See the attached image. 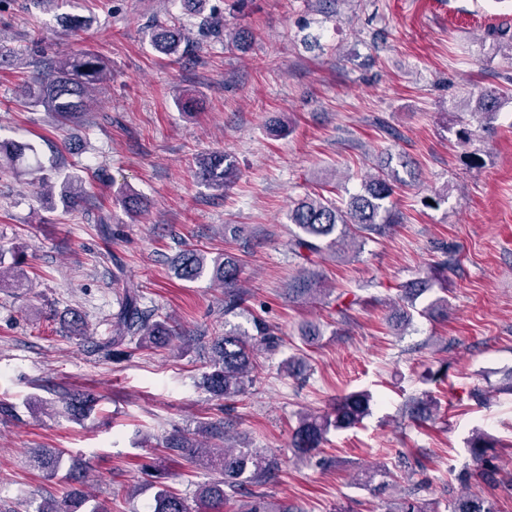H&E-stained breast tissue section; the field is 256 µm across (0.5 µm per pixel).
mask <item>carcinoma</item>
Listing matches in <instances>:
<instances>
[{
  "instance_id": "cac0c4a2",
  "label": "carcinoma",
  "mask_w": 512,
  "mask_h": 512,
  "mask_svg": "<svg viewBox=\"0 0 512 512\" xmlns=\"http://www.w3.org/2000/svg\"><path fill=\"white\" fill-rule=\"evenodd\" d=\"M184 36L176 28L160 26L152 33L154 48L162 54L179 52ZM109 74L106 61L92 51H82L58 60L53 70L36 77L23 89L29 103L56 114L65 123L90 110L92 93ZM501 94L495 90L480 94L481 115L495 114ZM35 148L28 142L0 141V161L18 163ZM199 179L217 188L235 177L232 164L225 157L216 155L199 162ZM45 196H53L59 188V200L64 207L75 206L80 201L83 180L70 172H58L43 180ZM394 192V176L379 171L368 178L364 192L350 197L337 205L323 197H306L289 211L290 223L298 232L290 240L292 253L308 267L288 281L285 295L288 301L304 304L324 294L323 275L316 269L314 258L327 251H335L341 242L354 243L372 235L382 236L389 232L400 217L384 206V201ZM176 276L187 282L201 278L211 271L212 279L224 287V316H234L248 309V296L239 285L238 260L229 255L207 256L195 249L182 250L174 260ZM427 278H417L401 286L399 299L406 303L395 308L390 320L394 327L402 329L412 310L420 316H448V298L439 297L428 306L416 309V300L429 288ZM252 332L233 326L224 334L213 338L210 344V372L203 377L206 390L217 398L232 399L246 393L253 384L252 373L256 367V355L261 351L274 352L281 343L275 329L262 317L251 320ZM63 328L72 336L83 337L86 327L82 314L71 309L63 317ZM113 336L101 344V349L111 352L128 342L137 341L142 346L165 345L175 337V329L167 319L144 306L141 297L129 290L119 296V310L112 315ZM373 397L366 391L355 392L336 399L331 410L323 413L305 412L299 415L298 425L291 435V447L301 456L321 450L330 427L343 428L359 424L369 414ZM98 398L89 390H70L62 396L67 413L81 420L93 410ZM438 402L428 396L415 401L409 409V417L415 422L434 418ZM226 433L212 422L201 421L193 430H186L166 438L163 447L169 455L183 462L203 466L216 474L209 483L197 491L201 506L230 501L243 492L247 484L254 487L242 512H301L283 500H272L262 490L278 470L277 463L257 448L246 446L234 449L224 444ZM494 450L492 441L483 434L474 435L469 442L473 459L483 461ZM65 453L60 450L33 448L27 462L45 472L46 477L63 475L67 483L65 495L59 499H47L39 512H108L100 505L88 506L89 496L84 491V474L87 466L73 461L66 463ZM153 512H192L187 499L160 485L155 493ZM450 512H496L492 501L472 493L462 494L450 501Z\"/></svg>"
}]
</instances>
